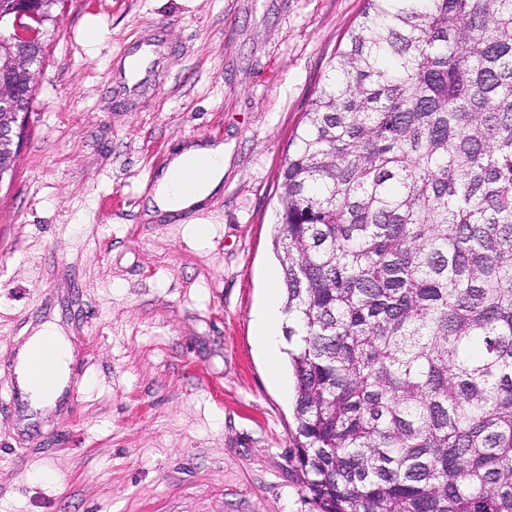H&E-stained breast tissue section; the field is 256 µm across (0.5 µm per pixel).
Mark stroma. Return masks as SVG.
Here are the masks:
<instances>
[{"label":"stroma","instance_id":"1","mask_svg":"<svg viewBox=\"0 0 512 512\" xmlns=\"http://www.w3.org/2000/svg\"><path fill=\"white\" fill-rule=\"evenodd\" d=\"M363 8L59 0L0 185V512H317L251 311L280 269L281 168ZM145 39L164 49L157 90L132 96L120 67ZM192 138L223 141V187L149 215ZM47 322L71 343L77 406L13 395L8 365Z\"/></svg>","mask_w":512,"mask_h":512}]
</instances>
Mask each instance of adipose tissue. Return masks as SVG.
Wrapping results in <instances>:
<instances>
[{
    "label": "adipose tissue",
    "instance_id": "obj_1",
    "mask_svg": "<svg viewBox=\"0 0 512 512\" xmlns=\"http://www.w3.org/2000/svg\"><path fill=\"white\" fill-rule=\"evenodd\" d=\"M224 165L223 143L189 141L180 145L154 181L151 209L177 213L199 207L221 189ZM278 290V281H271L265 302L253 312L255 343L272 364L287 347L280 332L287 317L278 303Z\"/></svg>",
    "mask_w": 512,
    "mask_h": 512
}]
</instances>
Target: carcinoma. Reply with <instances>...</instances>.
<instances>
[{
  "label": "carcinoma",
  "mask_w": 512,
  "mask_h": 512,
  "mask_svg": "<svg viewBox=\"0 0 512 512\" xmlns=\"http://www.w3.org/2000/svg\"><path fill=\"white\" fill-rule=\"evenodd\" d=\"M43 47L0 36V127ZM273 239L318 512H512V0H365Z\"/></svg>",
  "instance_id": "obj_1"
}]
</instances>
